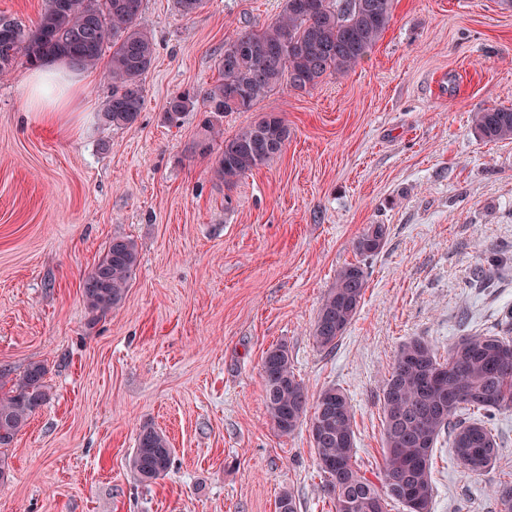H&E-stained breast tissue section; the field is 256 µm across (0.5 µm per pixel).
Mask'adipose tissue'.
Segmentation results:
<instances>
[{
    "label": "adipose tissue",
    "instance_id": "1",
    "mask_svg": "<svg viewBox=\"0 0 512 512\" xmlns=\"http://www.w3.org/2000/svg\"><path fill=\"white\" fill-rule=\"evenodd\" d=\"M91 79L90 72L76 70L67 62L45 61L29 71L22 82L25 109L46 123H57L64 113L72 111L81 86Z\"/></svg>",
    "mask_w": 512,
    "mask_h": 512
}]
</instances>
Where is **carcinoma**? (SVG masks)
I'll list each match as a JSON object with an SVG mask.
<instances>
[{
  "instance_id": "1",
  "label": "carcinoma",
  "mask_w": 512,
  "mask_h": 512,
  "mask_svg": "<svg viewBox=\"0 0 512 512\" xmlns=\"http://www.w3.org/2000/svg\"><path fill=\"white\" fill-rule=\"evenodd\" d=\"M395 0H284L274 22L261 29L244 27L224 40L220 78L204 94L216 112H247L268 93L288 87L307 91L328 74L352 70L383 37L393 20ZM143 0H46L31 27L0 18V76L17 59L31 66L64 59L77 68H93L109 56L112 94L100 121L127 128L144 103L143 75L152 65L155 44L141 26ZM189 92L169 98L167 121L177 126L195 108ZM476 135L487 142L512 140V108L488 107L474 114ZM288 139V127L276 112L241 128L224 140L214 176L232 187L246 173L268 164ZM387 228L368 225L355 242L363 258L384 246ZM139 264L136 244L112 239L101 260L82 281V296L94 314L119 307ZM367 285L364 264L350 263L337 273L324 296L312 328L316 345L333 350L355 319ZM47 370L32 362L4 389L0 382V449L11 445L49 396ZM265 403L277 433L288 436L304 420L317 428L311 443L324 491L335 512H388L396 501L406 512H431L434 495L431 469L439 437L453 435L456 461L466 474H479L495 464L498 443L488 426L491 413L512 409V338L497 334L463 336L438 356L422 339L403 343L392 372L382 386L384 446L376 480L356 463L353 412L346 395L334 386L310 399L297 379L288 346L267 350L263 360ZM313 414H308V409ZM476 411L467 420L458 413ZM172 450L164 434L141 428L128 466L144 483L164 477ZM497 512H512V484L495 491Z\"/></svg>"
}]
</instances>
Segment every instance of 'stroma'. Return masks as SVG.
I'll return each instance as SVG.
<instances>
[{
    "label": "stroma",
    "mask_w": 512,
    "mask_h": 512,
    "mask_svg": "<svg viewBox=\"0 0 512 512\" xmlns=\"http://www.w3.org/2000/svg\"><path fill=\"white\" fill-rule=\"evenodd\" d=\"M283 0H143L155 57L128 128L98 115L107 62L57 125L24 112L19 62L0 77V381L46 365L50 397L5 450L0 512H334L308 425L278 434L262 363L287 345L310 395L339 388L353 408L357 462L382 464V381L413 338L446 354L459 337L512 320V140L486 142L472 116L512 107V7L501 0H395L376 46L347 75L278 89L220 118L210 153L202 112L168 125L169 98L203 94L224 40L275 21ZM275 112L282 152L225 187L226 137ZM371 224L364 299L336 349L312 327L337 270ZM140 262L124 302L93 315L80 285L112 238ZM174 450L141 483L128 458L143 425ZM492 470L467 476L449 438L432 463L431 512H493L512 479V409L497 411ZM387 238V228L383 224L368 225L355 242L356 252L367 259L377 254L384 246ZM362 259V260H363Z\"/></svg>",
    "instance_id": "35a3bbf8"
}]
</instances>
